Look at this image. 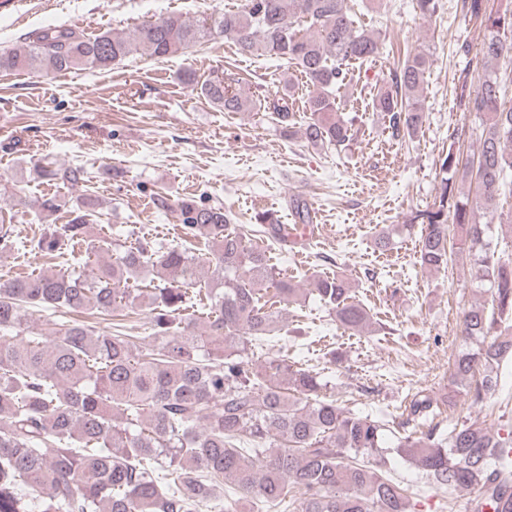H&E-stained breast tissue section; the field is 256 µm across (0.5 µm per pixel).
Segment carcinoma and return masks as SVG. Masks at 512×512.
<instances>
[{
	"mask_svg": "<svg viewBox=\"0 0 512 512\" xmlns=\"http://www.w3.org/2000/svg\"><path fill=\"white\" fill-rule=\"evenodd\" d=\"M424 19L440 0H414ZM485 34L476 65L483 75L460 100L482 126L476 151L450 148L432 206L404 228L421 225L420 265L448 270L469 260L491 306L462 313L461 332L477 347L449 361L452 382L482 404L512 365V251L493 243L485 215L512 196V0H463ZM221 34L242 55L294 65L314 91L301 134L312 145L347 146L352 120L337 113L335 92L350 62H373L384 40L355 27L345 0H244L241 7L191 22L169 13L121 35L86 37L46 28L0 51V70H107L142 49L183 54ZM432 64L409 53L370 93L366 108L387 122L390 138L412 142L426 122L424 75ZM227 68L200 86L226 112L255 109L293 128V95L285 86L252 97ZM37 177L77 185L84 170L45 157ZM96 200L85 196L69 223L42 235L33 250L62 257L81 248L82 268L34 269L0 278V512H236L241 502L262 512H409L413 492L383 470L389 421L327 398L319 372L279 352L261 363L256 347L280 340V305L307 295L360 333L370 316L340 275L316 276L309 287L276 271L266 252L248 245L255 232L288 245L290 227L258 218L236 226L221 207L180 204L183 236L205 252L157 241L131 228L87 231ZM294 224L315 215L298 199ZM460 234L449 245L448 224ZM159 283L141 287L145 272ZM148 310L151 336L119 317ZM46 312V331L28 330L24 312ZM110 319L101 329L84 316ZM410 414L429 419L439 402L415 395ZM396 450L425 477L450 490H474L468 512H512V430L502 436L476 421L448 431L432 427L395 435Z\"/></svg>",
	"mask_w": 512,
	"mask_h": 512,
	"instance_id": "cac0c4a2",
	"label": "carcinoma"
}]
</instances>
